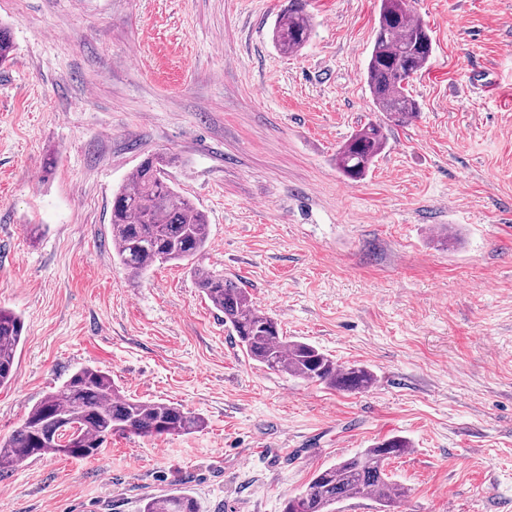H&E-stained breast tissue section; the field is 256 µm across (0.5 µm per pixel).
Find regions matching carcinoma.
<instances>
[{
    "label": "carcinoma",
    "instance_id": "cac0c4a2",
    "mask_svg": "<svg viewBox=\"0 0 512 512\" xmlns=\"http://www.w3.org/2000/svg\"><path fill=\"white\" fill-rule=\"evenodd\" d=\"M308 0H288V9L272 31L284 53L300 50L310 38ZM432 38L415 18L409 0H380L374 44L365 70L373 104L385 122L400 126L418 117L410 82L429 62ZM384 122L369 121L336 149V168L350 181L362 179L386 148ZM167 160L152 155L134 169L131 182L112 198V249L127 274L137 278L156 262H175L195 272V284L237 336L241 350L256 365L344 392H367L376 382L366 366L345 367L317 347L280 334L278 322L254 303L234 279L202 272L210 230L204 216L172 187ZM23 321L0 307V387L15 380V358ZM205 417L178 405L126 397L111 375L98 367L75 371L56 391L45 395L22 424L0 441V478L32 458L66 455L65 445L102 448L116 434L140 437L184 436L201 432ZM411 449L399 435L371 444L317 472L307 487L285 504L287 512H336V504L371 498L380 512H394L407 491L386 472L388 460ZM140 512H199L186 490L147 496Z\"/></svg>",
    "mask_w": 512,
    "mask_h": 512
}]
</instances>
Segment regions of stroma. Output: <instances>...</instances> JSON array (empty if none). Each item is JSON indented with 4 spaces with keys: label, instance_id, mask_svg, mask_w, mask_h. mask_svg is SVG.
<instances>
[{
    "label": "stroma",
    "instance_id": "obj_1",
    "mask_svg": "<svg viewBox=\"0 0 512 512\" xmlns=\"http://www.w3.org/2000/svg\"><path fill=\"white\" fill-rule=\"evenodd\" d=\"M0 0V305L21 315L0 440L83 365L208 426L113 436L0 478V512H138L185 488L200 512H282L313 475L401 435L398 512H512V0H411L434 53L367 176L336 149L380 119L365 79L379 0ZM210 225L204 268L284 336L376 375L338 392L256 368L189 268L131 280L112 193L145 157ZM447 225L454 240L433 239ZM307 6V0H289L288 9L275 24L272 40L283 53L300 50L310 38L312 17Z\"/></svg>",
    "mask_w": 512,
    "mask_h": 512
}]
</instances>
